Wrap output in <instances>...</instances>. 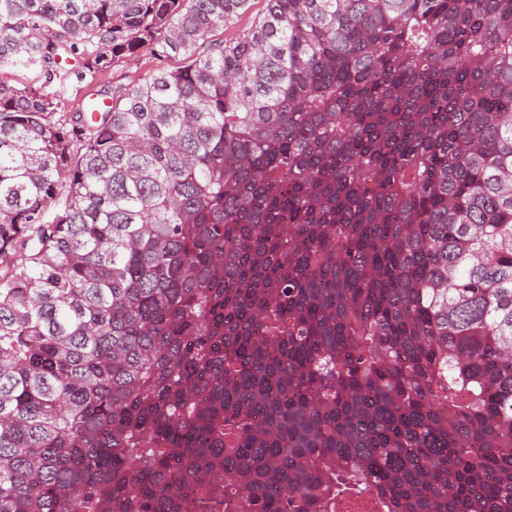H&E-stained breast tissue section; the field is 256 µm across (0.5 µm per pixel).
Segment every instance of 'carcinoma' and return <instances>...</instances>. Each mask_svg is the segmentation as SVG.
<instances>
[{
    "mask_svg": "<svg viewBox=\"0 0 512 512\" xmlns=\"http://www.w3.org/2000/svg\"><path fill=\"white\" fill-rule=\"evenodd\" d=\"M264 2L0 0V512H512V0ZM252 6L250 11L243 15L241 18L235 22V24L225 27L224 29H218L212 32L208 36V40H223L231 37L237 30L246 27L251 19L259 12H261L265 7L264 0H254L251 2ZM159 65L169 70H174L182 65V61L178 58H170L160 64L159 61L146 54L123 59L116 63L98 81L88 85L75 84L63 93L57 94L54 100L55 109L52 117L60 123L73 124L78 118L81 99L88 101L91 97L98 98L99 95L97 94L103 93L104 89L124 87L131 82L144 79Z\"/></svg>",
    "mask_w": 512,
    "mask_h": 512,
    "instance_id": "1",
    "label": "carcinoma"
}]
</instances>
